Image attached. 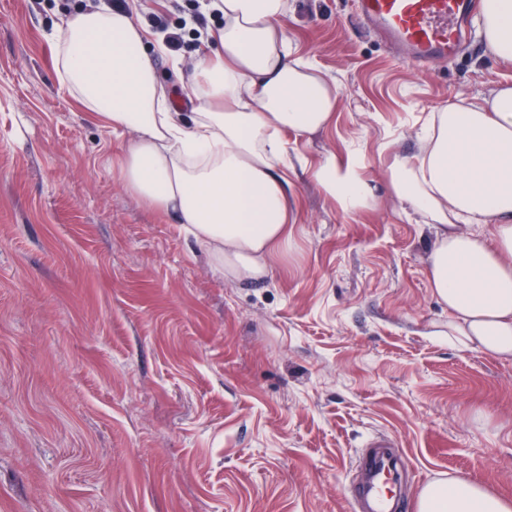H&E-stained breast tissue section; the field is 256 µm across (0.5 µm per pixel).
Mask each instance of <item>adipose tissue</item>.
Listing matches in <instances>:
<instances>
[{
	"mask_svg": "<svg viewBox=\"0 0 512 512\" xmlns=\"http://www.w3.org/2000/svg\"><path fill=\"white\" fill-rule=\"evenodd\" d=\"M224 26L194 69L198 106L172 111L143 31L118 7L63 18L53 33L62 84L87 111L131 132L124 184L169 213L217 263L248 277L266 274L289 242L288 181L279 166L287 134L329 128L334 86L294 56L281 19L287 0H223ZM487 50L512 59V0H482ZM361 162L323 159L314 176L342 210L370 202ZM394 196L435 231L427 274L448 309V341L512 357V86L480 103L432 114L422 151L394 157ZM493 227L492 238L476 232ZM420 512H512V501L451 477L427 484Z\"/></svg>",
	"mask_w": 512,
	"mask_h": 512,
	"instance_id": "1",
	"label": "adipose tissue"
}]
</instances>
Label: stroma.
Here are the masks:
<instances>
[{
	"label": "stroma",
	"mask_w": 512,
	"mask_h": 512,
	"mask_svg": "<svg viewBox=\"0 0 512 512\" xmlns=\"http://www.w3.org/2000/svg\"><path fill=\"white\" fill-rule=\"evenodd\" d=\"M107 2L0 0V512H350L375 434L413 490L456 474L512 498V359L449 344L434 230L379 162L417 155L442 105L512 85V62L476 34L452 61L397 62L352 0H288L289 42L339 101L328 130L289 136L291 240L241 280L125 187L129 134L60 81L48 33ZM128 3L193 112L190 0ZM329 155L364 162L368 207L327 196Z\"/></svg>",
	"instance_id": "35a3bbf8"
}]
</instances>
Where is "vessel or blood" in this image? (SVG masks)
Masks as SVG:
<instances>
[{"instance_id":"vessel-or-blood-1","label":"vessel or blood","mask_w":512,"mask_h":512,"mask_svg":"<svg viewBox=\"0 0 512 512\" xmlns=\"http://www.w3.org/2000/svg\"><path fill=\"white\" fill-rule=\"evenodd\" d=\"M362 24L380 35L401 60L417 65L458 54L478 10L477 0H354ZM352 467L361 477L351 512H407L403 493L408 462L385 436L358 449Z\"/></svg>"}]
</instances>
